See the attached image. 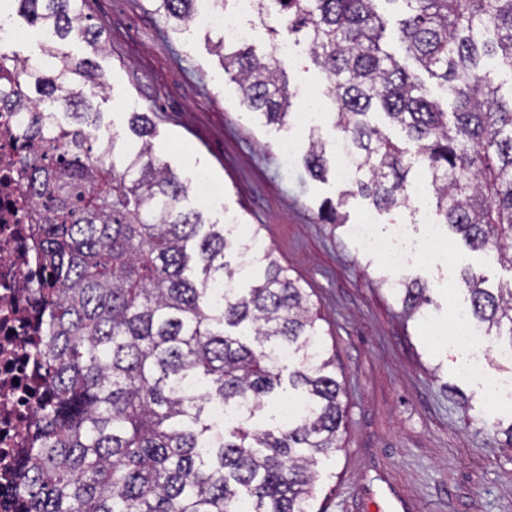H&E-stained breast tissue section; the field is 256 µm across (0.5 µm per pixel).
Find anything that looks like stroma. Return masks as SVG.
Returning a JSON list of instances; mask_svg holds the SVG:
<instances>
[{
  "instance_id": "35a3bbf8",
  "label": "stroma",
  "mask_w": 512,
  "mask_h": 512,
  "mask_svg": "<svg viewBox=\"0 0 512 512\" xmlns=\"http://www.w3.org/2000/svg\"><path fill=\"white\" fill-rule=\"evenodd\" d=\"M84 13L105 27L107 50L93 56L109 84L106 100L94 102L104 125L125 136L132 113H151L156 152L182 181L194 185L201 172L223 187L204 217L259 229L322 315L344 387L346 430L340 451L318 467L315 512H377L392 492L413 512H512V411L498 409L485 387L489 375L512 381V359L491 351L480 374H471L469 352L447 336L453 313L467 307L461 271L483 274L488 287L512 288V269L496 252L475 253L460 241L451 260L415 259L405 274L426 286L431 303L423 316L406 318L390 289L393 273L349 227L366 219L383 231L407 224L421 240L417 209L433 206V194L379 212L335 173L309 175L303 96L327 84L305 45L280 61L295 94L288 122L268 126L242 104L213 51L221 30H174L150 0H86ZM285 139L291 152L280 150ZM342 197L345 223H321V203Z\"/></svg>"
}]
</instances>
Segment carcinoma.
Returning a JSON list of instances; mask_svg holds the SVG:
<instances>
[{
    "label": "carcinoma",
    "instance_id": "cac0c4a2",
    "mask_svg": "<svg viewBox=\"0 0 512 512\" xmlns=\"http://www.w3.org/2000/svg\"><path fill=\"white\" fill-rule=\"evenodd\" d=\"M84 2L15 0L44 34L46 63L0 51V85L10 90L0 111L27 113L20 174L44 212L37 257L50 270L36 351L44 393L17 465L16 512H314L318 464L340 450L346 418L320 316L260 229L244 235L187 207V186L156 155L148 113L131 115L136 143L103 126L93 99H106L104 73L62 49L79 40L106 51ZM195 2L152 0L179 28L193 23ZM271 2L275 33L303 40L329 81L357 194L378 210L407 209L422 170L448 231L512 267V95L497 82H512V0H400L396 34L414 70L386 50L378 0ZM214 51L247 107L284 126L293 101L283 69L242 44L221 40ZM378 109L411 147L372 121ZM303 162L318 180L331 164L314 127ZM342 205L321 204L320 221L345 223ZM243 272L247 288L234 283ZM461 279L473 325L512 350V289L486 288L471 269ZM224 280L220 296L212 285ZM392 290L409 317L430 303L417 281ZM288 389L302 412L286 425L272 412L255 424ZM214 402L238 419L217 429Z\"/></svg>",
    "mask_w": 512,
    "mask_h": 512
}]
</instances>
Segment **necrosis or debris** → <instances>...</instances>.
<instances>
[{"label":"necrosis or debris","mask_w":512,"mask_h":512,"mask_svg":"<svg viewBox=\"0 0 512 512\" xmlns=\"http://www.w3.org/2000/svg\"><path fill=\"white\" fill-rule=\"evenodd\" d=\"M258 13L259 0H232L231 8L224 10L215 8L213 0H198L194 21L222 30L225 40L245 42L253 31L244 20ZM23 126L22 113H0V512L15 508L11 492L16 462L29 447L39 400L32 388L36 374L32 344L40 334L37 310L43 270L35 253L38 208L19 176ZM350 232L364 250L382 258L397 274L422 252L449 250L432 220L424 240L416 244L406 224L382 234L366 220L352 225Z\"/></svg>","instance_id":"4bbe7bcc"}]
</instances>
